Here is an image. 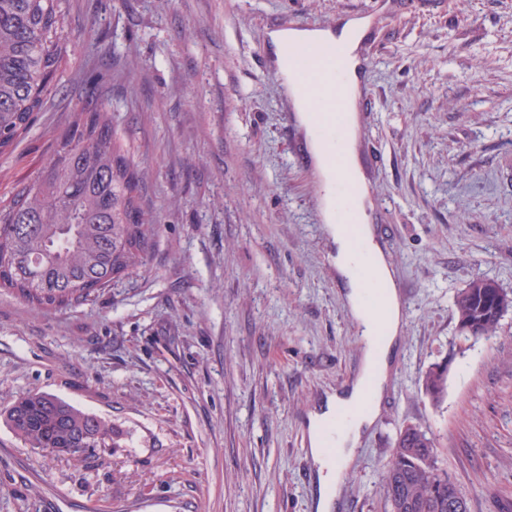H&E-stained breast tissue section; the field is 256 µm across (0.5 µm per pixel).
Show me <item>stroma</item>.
Instances as JSON below:
<instances>
[{
    "mask_svg": "<svg viewBox=\"0 0 512 512\" xmlns=\"http://www.w3.org/2000/svg\"><path fill=\"white\" fill-rule=\"evenodd\" d=\"M69 56L0 155L34 176L75 108L105 100L147 175L145 267L92 302L0 289V512H317L308 423L350 385L361 340L316 170L268 34L369 16L357 150L401 295L380 412L336 512H387L397 433L434 436L471 512H512V310L461 335L476 277L512 293V0H62ZM448 369L440 404L425 371ZM45 392L109 421L98 463L28 447L3 413Z\"/></svg>",
    "mask_w": 512,
    "mask_h": 512,
    "instance_id": "35a3bbf8",
    "label": "stroma"
}]
</instances>
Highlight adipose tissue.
Returning a JSON list of instances; mask_svg holds the SVG:
<instances>
[{
  "label": "adipose tissue",
  "mask_w": 512,
  "mask_h": 512,
  "mask_svg": "<svg viewBox=\"0 0 512 512\" xmlns=\"http://www.w3.org/2000/svg\"><path fill=\"white\" fill-rule=\"evenodd\" d=\"M369 24L364 20H351L336 29H286L271 32L270 41L274 47L278 73L283 87L291 99L296 119L303 127L307 148L327 193L321 199L323 218L328 231L337 245L336 267L347 278L351 287L348 296L350 308L358 322L364 339L361 372L374 374L373 396L369 407H362L365 382L357 380L349 393L328 407L329 413L344 409L351 418L342 424L337 432L336 455L328 457L325 452V438L321 426L324 416H317L312 424L311 452L319 465L320 504L319 512H329L332 492L345 479L361 432L370 426L380 408L384 384L388 377L392 346L401 327V305L391 270L376 243L372 230L361 226L359 240L350 239L337 221L339 201L336 197V168L332 163L334 145L328 143L318 130L322 117V105L313 97L297 94V85L291 76L292 52L305 50L312 44L342 46L346 49V79L348 105L343 114V137L346 142L345 163L354 177H361L362 169L356 144L360 122L354 104L358 97L361 81L360 60L357 50L364 40ZM372 257V268L377 280L385 287L379 305H370L365 299L366 284L358 275L361 262Z\"/></svg>",
  "instance_id": "ef3b65f1"
}]
</instances>
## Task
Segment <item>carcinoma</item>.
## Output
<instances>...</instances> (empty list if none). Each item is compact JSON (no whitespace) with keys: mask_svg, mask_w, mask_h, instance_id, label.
Returning <instances> with one entry per match:
<instances>
[{"mask_svg":"<svg viewBox=\"0 0 512 512\" xmlns=\"http://www.w3.org/2000/svg\"><path fill=\"white\" fill-rule=\"evenodd\" d=\"M60 0H0V154L13 149L43 111L67 56ZM144 175L112 125L106 104L87 101L53 137L38 173L0 200V288L36 309L93 300L145 265L155 219L143 204ZM512 296L494 281L471 280L458 292L460 331L497 335ZM447 368L430 367L425 395L435 404L447 389ZM15 434L56 456L114 447L112 424L51 394L29 393L7 411ZM390 512H470L467 498L439 465L436 439L400 430L381 480Z\"/></svg>","mask_w":512,"mask_h":512,"instance_id":"cac0c4a2","label":"carcinoma"}]
</instances>
